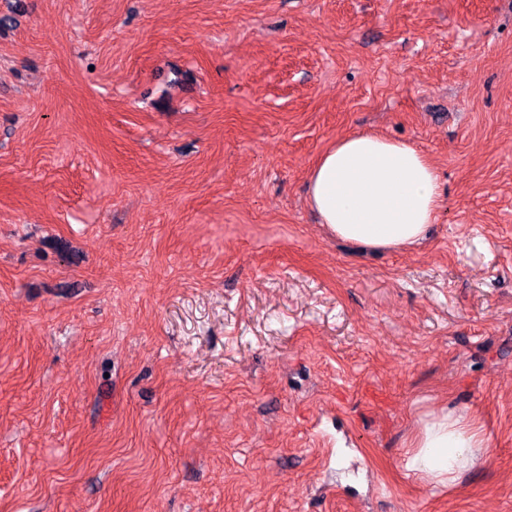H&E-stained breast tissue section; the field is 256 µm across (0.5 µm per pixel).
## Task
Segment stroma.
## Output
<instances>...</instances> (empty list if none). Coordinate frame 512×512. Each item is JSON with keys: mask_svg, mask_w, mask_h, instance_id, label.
I'll return each instance as SVG.
<instances>
[{"mask_svg": "<svg viewBox=\"0 0 512 512\" xmlns=\"http://www.w3.org/2000/svg\"><path fill=\"white\" fill-rule=\"evenodd\" d=\"M361 132L423 245L308 207ZM0 512H512V0H0ZM308 203L338 239L374 251L422 244L441 205L435 166L411 143L355 133L308 173ZM405 459V468L413 475L434 478L439 483L455 480L459 457L470 454L475 462L474 448H486V440L475 417L442 412L425 421L413 435Z\"/></svg>", "mask_w": 512, "mask_h": 512, "instance_id": "1", "label": "stroma"}]
</instances>
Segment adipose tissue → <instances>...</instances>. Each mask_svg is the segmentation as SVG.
<instances>
[{"instance_id":"obj_1","label":"adipose tissue","mask_w":512,"mask_h":512,"mask_svg":"<svg viewBox=\"0 0 512 512\" xmlns=\"http://www.w3.org/2000/svg\"><path fill=\"white\" fill-rule=\"evenodd\" d=\"M308 203L336 238L374 251L422 244L441 205L435 166L411 143L355 133L337 140L308 173ZM475 417L446 411L413 435L405 468L453 482L458 459L485 447Z\"/></svg>"}]
</instances>
